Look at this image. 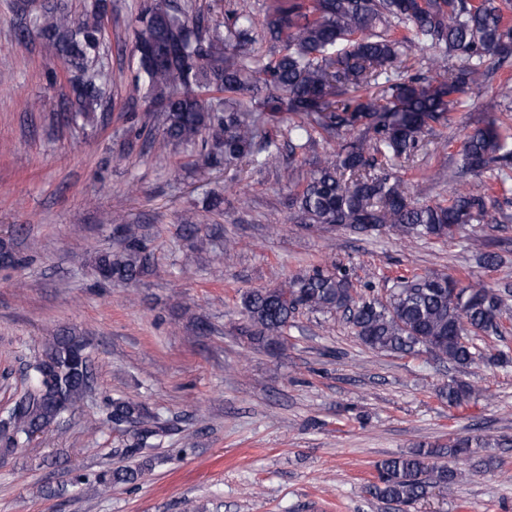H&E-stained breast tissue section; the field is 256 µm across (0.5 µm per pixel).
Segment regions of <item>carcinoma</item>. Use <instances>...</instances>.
<instances>
[{
  "mask_svg": "<svg viewBox=\"0 0 512 512\" xmlns=\"http://www.w3.org/2000/svg\"><path fill=\"white\" fill-rule=\"evenodd\" d=\"M512 0H266L261 38L274 53L242 48L255 40L250 0H231L224 33L210 28L190 6L149 0L133 25L134 51L152 98L163 112V145H209L207 158L238 161L257 168L280 152L268 130L288 113L291 156L304 154L314 134L336 140L302 187L290 191L295 219L314 226H344L369 232L383 226L393 235L443 238L485 219L486 195L512 178V75L488 89L490 63L508 57L512 22L503 6ZM69 71L76 110L86 118L100 105L92 64L100 55L102 20L81 22L62 12L33 20ZM428 48L429 78L403 57ZM215 90L221 98L202 99L192 88ZM484 95L485 112H499L476 126L463 144L461 168L492 178L482 192L449 188L448 199L420 203L407 193L396 166L412 160L448 121L460 97ZM357 130L351 142L343 136ZM120 256L104 254L98 271L106 280L131 281L144 270L145 246L136 226L122 227ZM250 322L248 339L271 351L283 346L288 324L301 309L348 316L356 336L381 352L428 353L468 366L485 358L473 342L478 334L502 336L506 307L502 293L486 285L462 284L443 273L398 278L384 300L359 295L345 276L321 269L273 288H254L241 297ZM29 385L0 412V437L8 448H22L93 389V371L82 337L62 334L26 366ZM472 395L454 379L446 385L448 405ZM104 422L131 433L126 453L136 467H117L102 476L106 486L131 484L149 469L150 451L166 427L143 404L112 399ZM501 446L480 433L448 444L442 451L420 447L376 464L378 482L370 493L413 503L431 486L449 491L465 473L432 463L475 448Z\"/></svg>",
  "mask_w": 512,
  "mask_h": 512,
  "instance_id": "carcinoma-1",
  "label": "carcinoma"
}]
</instances>
